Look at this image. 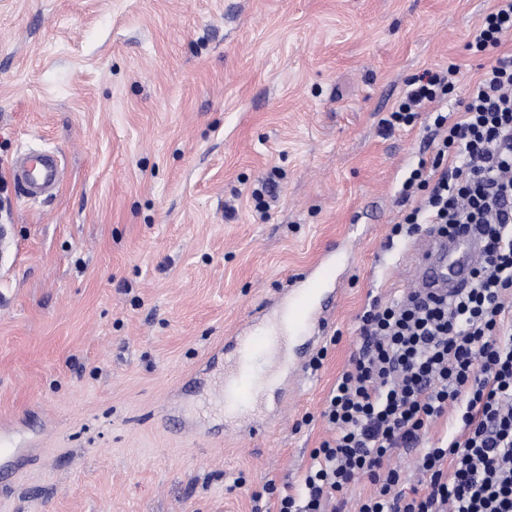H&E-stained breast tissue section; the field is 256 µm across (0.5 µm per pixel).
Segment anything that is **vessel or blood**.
<instances>
[{
  "label": "vessel or blood",
  "mask_w": 512,
  "mask_h": 512,
  "mask_svg": "<svg viewBox=\"0 0 512 512\" xmlns=\"http://www.w3.org/2000/svg\"><path fill=\"white\" fill-rule=\"evenodd\" d=\"M12 174L31 200L40 198L62 180L57 155L35 148H24L18 152ZM482 250L480 238L471 231L450 238L425 236L411 249L412 283L426 298L453 296L468 283ZM339 261L337 246L329 245L318 255L312 267L293 280L284 311L272 332L257 337L253 335L251 326L246 325L232 337L229 347L233 356L219 388L218 406L226 419L237 423L248 419V405L255 385V354L271 359L275 367H287L290 377L305 374L307 359L289 360L287 346L302 337L315 340L324 332L332 308L327 304H317L316 298L324 285L334 280ZM21 453L16 432L6 426L0 428V471L11 468Z\"/></svg>",
  "instance_id": "vessel-or-blood-1"
}]
</instances>
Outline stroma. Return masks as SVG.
Wrapping results in <instances>:
<instances>
[{"instance_id":"1","label":"stroma","mask_w":512,"mask_h":512,"mask_svg":"<svg viewBox=\"0 0 512 512\" xmlns=\"http://www.w3.org/2000/svg\"><path fill=\"white\" fill-rule=\"evenodd\" d=\"M491 0H0V423L24 453L0 512H271L331 433L320 412L368 301L400 299L391 237L422 125L382 132L405 82L489 58ZM59 153L51 197L10 176ZM277 170L267 216L251 190ZM349 262L300 385L255 394L264 432L204 409L212 355L266 328L329 241Z\"/></svg>"}]
</instances>
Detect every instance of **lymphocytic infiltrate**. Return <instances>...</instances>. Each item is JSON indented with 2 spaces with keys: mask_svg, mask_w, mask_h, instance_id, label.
<instances>
[{
  "mask_svg": "<svg viewBox=\"0 0 512 512\" xmlns=\"http://www.w3.org/2000/svg\"><path fill=\"white\" fill-rule=\"evenodd\" d=\"M512 34V0H493L467 48L483 54ZM457 67L412 76L379 121L384 132L428 114L430 160L401 185L409 209L392 235L423 225L451 236L477 227L484 252L464 292L450 299L372 301L360 317V346L321 416L332 429L311 452L298 493L277 512H344L350 485L373 493L355 512H512V54L498 56L449 102ZM459 432L445 445L422 439L447 411ZM420 452L425 488L404 487L394 458Z\"/></svg>",
  "mask_w": 512,
  "mask_h": 512,
  "instance_id": "obj_1",
  "label": "lymphocytic infiltrate"
}]
</instances>
